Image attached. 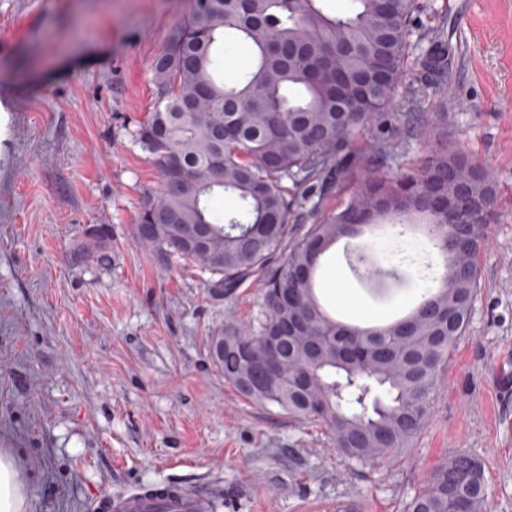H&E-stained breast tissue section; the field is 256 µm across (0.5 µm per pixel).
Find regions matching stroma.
<instances>
[{
	"instance_id": "stroma-1",
	"label": "stroma",
	"mask_w": 512,
	"mask_h": 512,
	"mask_svg": "<svg viewBox=\"0 0 512 512\" xmlns=\"http://www.w3.org/2000/svg\"><path fill=\"white\" fill-rule=\"evenodd\" d=\"M448 17V83L433 92L417 52L400 111L448 99V145L486 164L496 216L479 256L469 329L401 458L366 472L320 427L264 410L224 381L210 338L250 322L259 286L233 298L209 274L139 244L161 175L135 131L157 98L153 62L192 0H0V448L27 473L26 512H96L102 493L179 483L215 512H402L438 461L484 466L491 512H512V0H424ZM104 226L106 253H74ZM427 247L390 231L375 255L432 278ZM363 305L364 264L331 257Z\"/></svg>"
}]
</instances>
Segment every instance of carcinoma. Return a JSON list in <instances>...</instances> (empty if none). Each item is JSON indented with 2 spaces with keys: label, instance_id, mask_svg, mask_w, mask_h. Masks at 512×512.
<instances>
[{
  "label": "carcinoma",
  "instance_id": "obj_1",
  "mask_svg": "<svg viewBox=\"0 0 512 512\" xmlns=\"http://www.w3.org/2000/svg\"><path fill=\"white\" fill-rule=\"evenodd\" d=\"M193 0L154 63L157 106L136 138L162 175L160 197L138 224L146 244L189 261L230 294L261 282L248 327L224 324L211 348L224 381L250 402L316 423L360 472L411 447L427 421L449 357L469 328L488 224H450L460 204L497 192L486 167L460 151H432L391 173L416 135L418 112L394 111L412 46L448 81L444 24L422 21V0ZM245 45L250 67L224 79V43ZM448 142V101L423 116ZM218 169V179L211 172ZM345 190L336 208L321 206ZM230 195L234 214L214 200ZM309 224H292L303 209ZM400 226L423 236L442 273L408 313L384 324L336 317L320 298L322 258L341 241L366 248L362 230ZM284 337L268 351L265 337ZM275 362L278 377L262 370ZM482 462L439 461L404 512H486Z\"/></svg>",
  "mask_w": 512,
  "mask_h": 512
}]
</instances>
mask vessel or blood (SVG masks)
Instances as JSON below:
<instances>
[{
  "mask_svg": "<svg viewBox=\"0 0 512 512\" xmlns=\"http://www.w3.org/2000/svg\"><path fill=\"white\" fill-rule=\"evenodd\" d=\"M99 512H210V494L177 484L138 487L121 494L101 495Z\"/></svg>",
  "mask_w": 512,
  "mask_h": 512,
  "instance_id": "1",
  "label": "vessel or blood"
}]
</instances>
